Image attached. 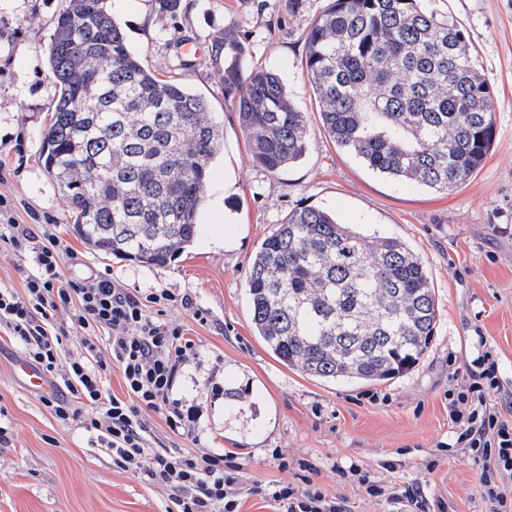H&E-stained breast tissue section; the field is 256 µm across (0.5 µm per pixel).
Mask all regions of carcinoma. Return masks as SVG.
<instances>
[{
  "label": "carcinoma",
  "mask_w": 512,
  "mask_h": 512,
  "mask_svg": "<svg viewBox=\"0 0 512 512\" xmlns=\"http://www.w3.org/2000/svg\"><path fill=\"white\" fill-rule=\"evenodd\" d=\"M307 81L340 148L400 182L452 190L495 143L494 98L461 23L424 0H330L305 36ZM224 98L252 161L298 162L310 130L279 75L249 69L237 25L213 36ZM49 65L60 93L41 155L76 234L103 254L160 266L195 240L222 140L206 98L146 67L103 0L57 19ZM256 335L287 367L380 382L414 367L439 305L425 265L394 236L365 235L304 207L266 237L247 280Z\"/></svg>",
  "instance_id": "cac0c4a2"
}]
</instances>
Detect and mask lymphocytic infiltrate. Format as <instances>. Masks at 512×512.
<instances>
[{"instance_id":"obj_1","label":"lymphocytic infiltrate","mask_w":512,"mask_h":512,"mask_svg":"<svg viewBox=\"0 0 512 512\" xmlns=\"http://www.w3.org/2000/svg\"><path fill=\"white\" fill-rule=\"evenodd\" d=\"M0 244L19 255L32 254L36 269L22 291L0 288V330L17 339L30 361L59 384L46 399L62 423L79 422L96 432L112 453L113 466L146 478L166 490L168 512H239V475L226 471L218 453L187 454L157 442L149 412L162 414L175 435L192 437L196 412L173 396L181 367L195 358L194 340L152 306L175 302L190 308V295L167 291L146 295L96 273L62 270L69 251L51 233H36L0 209ZM72 313L81 349L62 351L64 332L55 326L59 311ZM119 368L126 397L110 394L106 381ZM501 385L495 350L485 348L455 375L448 391V418L456 442L480 466V484L490 512H512V420L491 407L488 398ZM269 497L285 512H347L344 499L324 494L313 482L275 486Z\"/></svg>"}]
</instances>
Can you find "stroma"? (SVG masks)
<instances>
[{"label": "stroma", "instance_id": "1", "mask_svg": "<svg viewBox=\"0 0 512 512\" xmlns=\"http://www.w3.org/2000/svg\"><path fill=\"white\" fill-rule=\"evenodd\" d=\"M328 0H181L162 18L158 0H106L149 68L203 95L221 123V148L198 214L193 245L164 266L88 249L72 232L66 197L45 174L41 134L60 92L47 49L71 0H0V198L16 223L43 224L81 263L147 294L190 293L200 316L168 307L197 356L174 396L199 408L196 439L171 435L151 414L155 435L190 452H227L251 486L309 477L350 512H397L369 497L349 467L388 491L419 481L447 512H485L479 469L451 447L448 390L455 370L491 345L500 391L489 403L512 414V0H435L467 30L496 105V141L482 167L450 192L400 185L370 170L324 132L306 79L304 35ZM237 24L250 66L276 71L306 112L310 144L296 164L271 174L247 151L238 114L224 98L212 37ZM190 43V57L177 51ZM335 214L365 233L396 236L424 260L439 300L430 348L406 374L374 385L324 382L284 366L255 336L246 290L262 241L302 207ZM22 347L0 332V512H166L168 495L113 466L83 425H65L28 389L16 368ZM236 391L235 400L224 396ZM309 472H302V465Z\"/></svg>", "mask_w": 512, "mask_h": 512}]
</instances>
